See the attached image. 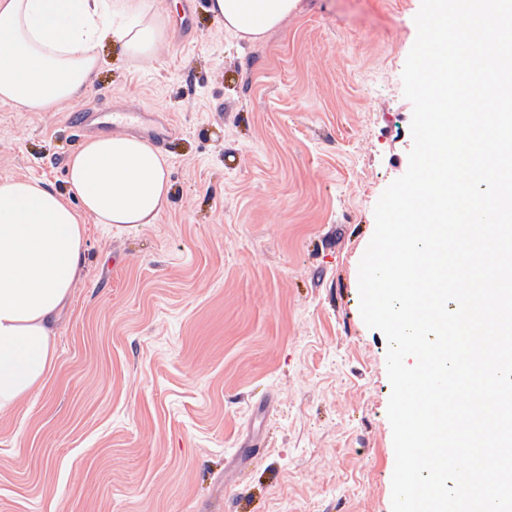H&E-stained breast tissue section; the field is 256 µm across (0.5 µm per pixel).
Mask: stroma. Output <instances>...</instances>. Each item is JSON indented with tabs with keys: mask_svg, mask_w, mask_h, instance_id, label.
I'll return each mask as SVG.
<instances>
[{
	"mask_svg": "<svg viewBox=\"0 0 512 512\" xmlns=\"http://www.w3.org/2000/svg\"><path fill=\"white\" fill-rule=\"evenodd\" d=\"M182 2L154 0L160 56L105 45L71 106L171 121L169 204L86 224L53 366L0 411V512H392L387 341L358 268L408 167L421 0H299L254 43L208 0L183 33ZM67 113L0 104V179L67 193Z\"/></svg>",
	"mask_w": 512,
	"mask_h": 512,
	"instance_id": "obj_1",
	"label": "stroma"
}]
</instances>
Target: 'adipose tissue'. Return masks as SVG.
Instances as JSON below:
<instances>
[{"label": "adipose tissue", "instance_id": "adipose-tissue-1", "mask_svg": "<svg viewBox=\"0 0 512 512\" xmlns=\"http://www.w3.org/2000/svg\"><path fill=\"white\" fill-rule=\"evenodd\" d=\"M298 0H209L225 30L255 42ZM123 17L113 26V17ZM150 59L167 46L154 0H0V103L58 112L86 96L103 44ZM68 194L24 176L0 180V410L37 387L54 362L49 322L78 277L83 225L153 224L169 204V165L148 141L85 139L67 161Z\"/></svg>", "mask_w": 512, "mask_h": 512}]
</instances>
